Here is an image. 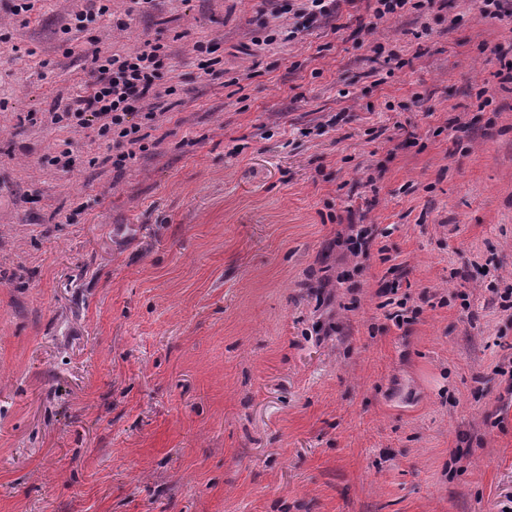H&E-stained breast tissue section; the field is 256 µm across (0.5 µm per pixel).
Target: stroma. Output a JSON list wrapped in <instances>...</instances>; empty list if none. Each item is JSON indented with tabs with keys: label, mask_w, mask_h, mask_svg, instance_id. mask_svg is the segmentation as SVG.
Wrapping results in <instances>:
<instances>
[{
	"label": "stroma",
	"mask_w": 512,
	"mask_h": 512,
	"mask_svg": "<svg viewBox=\"0 0 512 512\" xmlns=\"http://www.w3.org/2000/svg\"><path fill=\"white\" fill-rule=\"evenodd\" d=\"M287 4L0 0V512H512V0ZM148 40L90 166L51 114ZM293 5L288 4V13L293 12V16L305 18L307 22H316L323 20L330 14L329 3L333 0H295ZM295 7V9L293 8ZM165 52L164 45L149 41L134 56L111 55L101 60L96 50L92 58L93 80L87 90L77 94L63 112H52V121L80 128L97 125L98 140L106 146L98 165L112 161L113 168L124 167L136 157V148L140 152L144 149V138L139 135L141 125L129 124L128 116L146 110L144 120L154 122L165 114L164 98L174 94L172 87L160 83L159 69ZM359 225L361 226V224L349 225L351 234L347 238L348 249L355 256H359L360 254L367 256L370 246L376 237L375 231L372 226L357 229Z\"/></svg>",
	"instance_id": "obj_1"
}]
</instances>
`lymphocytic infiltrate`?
I'll return each instance as SVG.
<instances>
[{
  "mask_svg": "<svg viewBox=\"0 0 512 512\" xmlns=\"http://www.w3.org/2000/svg\"><path fill=\"white\" fill-rule=\"evenodd\" d=\"M165 52L164 45L149 43L133 56H93L86 91L76 95L64 111L54 113L53 122L95 128L107 149L103 162L124 167L135 158L142 141L140 125L129 123V116L139 112L144 120L156 121L165 97L173 93L160 81Z\"/></svg>",
  "mask_w": 512,
  "mask_h": 512,
  "instance_id": "obj_1",
  "label": "lymphocytic infiltrate"
}]
</instances>
